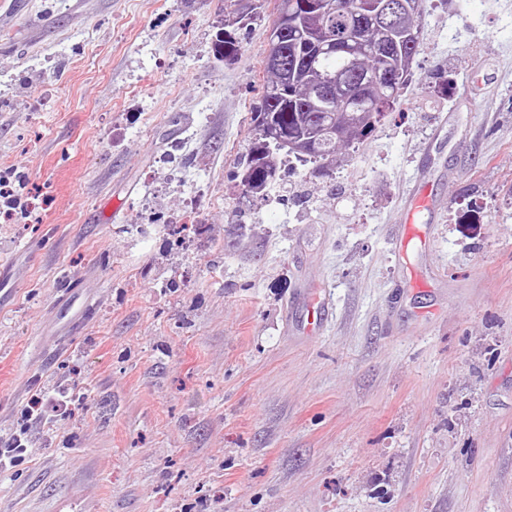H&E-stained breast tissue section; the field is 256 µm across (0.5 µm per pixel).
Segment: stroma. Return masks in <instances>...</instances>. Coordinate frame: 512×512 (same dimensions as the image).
Segmentation results:
<instances>
[{"instance_id": "1", "label": "stroma", "mask_w": 512, "mask_h": 512, "mask_svg": "<svg viewBox=\"0 0 512 512\" xmlns=\"http://www.w3.org/2000/svg\"><path fill=\"white\" fill-rule=\"evenodd\" d=\"M252 2L227 62L240 0H0V512H512V0H427L395 111L246 198ZM247 16V13L244 15L242 12L232 21L230 19L225 20L224 31L221 32L222 35L224 34V37L220 38L219 36V39H216L217 43H215L216 48L214 53L217 57L224 58V61H231L238 55L240 43L236 36V31L240 28L241 24L243 26L245 21L249 19L246 18ZM425 202L424 194H422L420 186L416 185L408 195L405 207L401 211L399 224H401L400 238L394 243L395 249H400L402 244L413 236L414 226L416 222V214L418 209Z\"/></svg>"}]
</instances>
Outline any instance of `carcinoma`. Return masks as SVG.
I'll return each instance as SVG.
<instances>
[{
  "label": "carcinoma",
  "mask_w": 512,
  "mask_h": 512,
  "mask_svg": "<svg viewBox=\"0 0 512 512\" xmlns=\"http://www.w3.org/2000/svg\"><path fill=\"white\" fill-rule=\"evenodd\" d=\"M279 0L295 24L281 34L277 49L264 60L265 92L254 112V135L240 179L241 193L260 196L276 181L278 165L332 163L342 149L361 141L393 111L411 76L421 41L426 0H373L374 8L353 17L361 0ZM247 21L240 14L224 23L215 55L233 60L240 50L236 31ZM378 70L384 81L365 87Z\"/></svg>",
  "instance_id": "obj_1"
}]
</instances>
